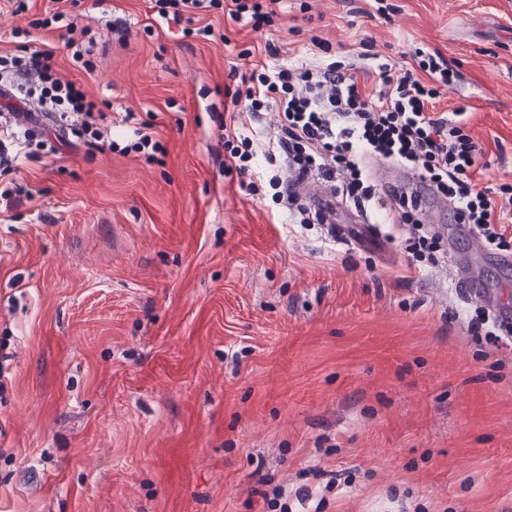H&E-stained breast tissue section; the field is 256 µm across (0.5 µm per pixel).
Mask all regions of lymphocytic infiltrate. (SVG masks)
Returning <instances> with one entry per match:
<instances>
[{
    "instance_id": "lymphocytic-infiltrate-1",
    "label": "lymphocytic infiltrate",
    "mask_w": 512,
    "mask_h": 512,
    "mask_svg": "<svg viewBox=\"0 0 512 512\" xmlns=\"http://www.w3.org/2000/svg\"><path fill=\"white\" fill-rule=\"evenodd\" d=\"M53 66L48 50L0 57V77L22 74L40 81L38 100L50 113L46 123L35 114L26 126L0 123V176L18 170L38 136L67 130L77 139L104 142L109 150L120 148L100 127L105 113L87 99L80 85L57 77ZM356 70L355 64L336 60L288 64L271 72H251L229 93L232 104L243 106L250 117L263 112L279 117L282 135L266 154L283 158V173L272 174L269 184L278 189L289 221L321 223L319 213L300 206L292 186L293 180L315 174L332 183L335 193L360 212H368L387 196L392 204L382 213V221L412 222L417 198L405 187L380 188L369 167L378 159L427 183L490 250L512 251V185L476 189L470 176L482 149L464 132L466 113L434 109L441 86L457 78L446 58L425 55L414 69L379 65L382 87L374 99L366 97Z\"/></svg>"
}]
</instances>
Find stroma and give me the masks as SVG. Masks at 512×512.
I'll return each mask as SVG.
<instances>
[{
  "instance_id": "obj_1",
  "label": "stroma",
  "mask_w": 512,
  "mask_h": 512,
  "mask_svg": "<svg viewBox=\"0 0 512 512\" xmlns=\"http://www.w3.org/2000/svg\"><path fill=\"white\" fill-rule=\"evenodd\" d=\"M27 3L0 0V56L53 50L115 139L146 123L159 149L36 145L0 177L25 189L0 206V512H512V346L472 335L448 255L411 267L409 224L382 225L380 256L287 223L272 165L247 187L219 138L278 137L224 87L313 62L311 35L370 96L377 63L437 51L458 80L435 109L469 112L484 151L474 184H512V0H283L260 31L153 0Z\"/></svg>"
}]
</instances>
